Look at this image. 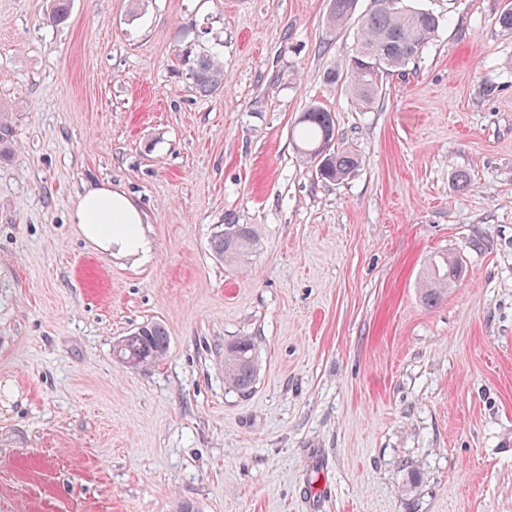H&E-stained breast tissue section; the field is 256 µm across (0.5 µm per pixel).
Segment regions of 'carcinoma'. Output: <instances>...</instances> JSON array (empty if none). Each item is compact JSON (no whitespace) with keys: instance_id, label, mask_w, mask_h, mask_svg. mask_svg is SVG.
<instances>
[{"instance_id":"cac0c4a2","label":"carcinoma","mask_w":512,"mask_h":512,"mask_svg":"<svg viewBox=\"0 0 512 512\" xmlns=\"http://www.w3.org/2000/svg\"><path fill=\"white\" fill-rule=\"evenodd\" d=\"M404 0H375V8L363 15L358 23L359 37L350 59L349 89L360 102L369 103L379 92L377 74L388 71L405 74L425 46L437 33L438 18L425 10L402 5ZM354 9V0H333L331 20L341 25L347 22ZM186 75L195 92L210 95L224 88V69L221 61L200 53L182 59ZM300 151L307 161L316 165L317 174L326 181L341 182L358 166L359 159L352 151L333 149L335 122L332 113L310 106L299 119ZM15 127L12 113L0 108V160L13 153ZM255 238L248 224H226L210 239L213 254L226 261L236 258ZM462 273L458 261L450 256L440 257L431 266L423 298L435 303L454 285ZM169 349L165 327L150 322L140 332L125 337L118 345L117 356L133 366L149 365L162 360ZM255 350L252 337L240 336L224 345V381L239 391H249L255 381Z\"/></svg>"}]
</instances>
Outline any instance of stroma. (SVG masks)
<instances>
[{
  "label": "stroma",
  "instance_id": "stroma-1",
  "mask_svg": "<svg viewBox=\"0 0 512 512\" xmlns=\"http://www.w3.org/2000/svg\"><path fill=\"white\" fill-rule=\"evenodd\" d=\"M407 2L439 29L365 106L344 78L374 0L341 27L332 0H71L61 25L0 0V512H512V0ZM313 104L359 158L342 182L297 151ZM103 181L146 215L139 261L71 222ZM224 224L257 228L232 262ZM148 322L169 351L130 367ZM181 61L196 93L210 95L224 87L223 65L216 56L200 53L192 58L187 55ZM12 113L4 112L0 107V160L9 158L15 145V127L12 125ZM462 273L458 261L450 256H441L439 262L432 264L423 288V298L428 304L436 303L454 285ZM136 332L137 335L126 336L118 345V351L115 349L117 356L133 366L156 363L166 356L169 337L162 324L150 322ZM255 350L250 336H240L224 346V381L236 390L245 392L253 388Z\"/></svg>",
  "mask_w": 512,
  "mask_h": 512
}]
</instances>
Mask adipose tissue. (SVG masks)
<instances>
[{
  "mask_svg": "<svg viewBox=\"0 0 512 512\" xmlns=\"http://www.w3.org/2000/svg\"><path fill=\"white\" fill-rule=\"evenodd\" d=\"M71 222L78 235L100 253L135 257L151 249L145 214L134 199L111 183L89 186L80 194Z\"/></svg>",
  "mask_w": 512,
  "mask_h": 512,
  "instance_id": "ef3b65f1",
  "label": "adipose tissue"
}]
</instances>
